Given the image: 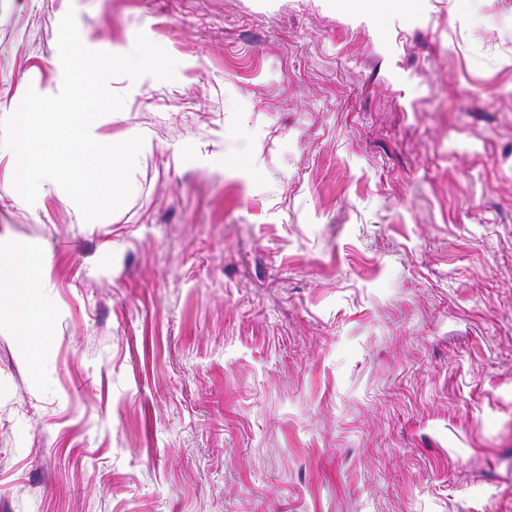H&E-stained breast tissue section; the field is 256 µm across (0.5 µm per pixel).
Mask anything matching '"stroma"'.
<instances>
[{"instance_id":"35a3bbf8","label":"stroma","mask_w":512,"mask_h":512,"mask_svg":"<svg viewBox=\"0 0 512 512\" xmlns=\"http://www.w3.org/2000/svg\"><path fill=\"white\" fill-rule=\"evenodd\" d=\"M70 9L176 78L108 217L0 157V512H512V0H0V118ZM35 257L26 250H14L9 259L0 261V312L11 317L16 345L24 354L33 353V336L40 324L34 304Z\"/></svg>"}]
</instances>
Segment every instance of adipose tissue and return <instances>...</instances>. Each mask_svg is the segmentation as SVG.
I'll list each match as a JSON object with an SVG mask.
<instances>
[{"label":"adipose tissue","mask_w":512,"mask_h":512,"mask_svg":"<svg viewBox=\"0 0 512 512\" xmlns=\"http://www.w3.org/2000/svg\"><path fill=\"white\" fill-rule=\"evenodd\" d=\"M34 256L15 250L6 262H0V311L11 317L16 344L22 353L33 351V336L40 323L34 304Z\"/></svg>","instance_id":"ef3b65f1"}]
</instances>
